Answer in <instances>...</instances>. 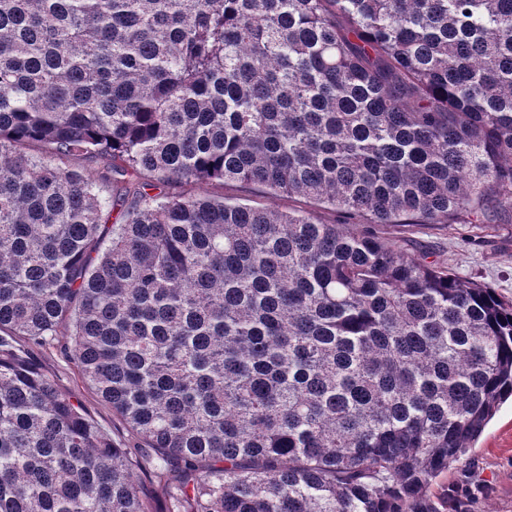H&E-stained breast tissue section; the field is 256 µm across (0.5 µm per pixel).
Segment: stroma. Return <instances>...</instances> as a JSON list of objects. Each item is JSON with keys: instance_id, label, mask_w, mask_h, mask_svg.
<instances>
[{"instance_id": "35a3bbf8", "label": "stroma", "mask_w": 512, "mask_h": 512, "mask_svg": "<svg viewBox=\"0 0 512 512\" xmlns=\"http://www.w3.org/2000/svg\"><path fill=\"white\" fill-rule=\"evenodd\" d=\"M189 193L248 199L252 204L277 212L310 211L324 223L337 222L333 212L314 206L301 197L263 194L234 182L189 186ZM380 236L402 240L412 251L427 253L430 260L447 264L465 279L493 288L499 296L512 299V235L494 232L477 224L378 226ZM36 361L53 378L58 389L79 401L117 442L129 438L111 409L86 386L77 367L57 349L37 353ZM434 492H454L466 512H512V402L502 404L480 439L459 462L449 466L433 485Z\"/></svg>"}]
</instances>
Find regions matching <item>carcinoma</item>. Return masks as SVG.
I'll list each match as a JSON object with an SVG mask.
<instances>
[{
    "instance_id": "obj_1",
    "label": "carcinoma",
    "mask_w": 512,
    "mask_h": 512,
    "mask_svg": "<svg viewBox=\"0 0 512 512\" xmlns=\"http://www.w3.org/2000/svg\"><path fill=\"white\" fill-rule=\"evenodd\" d=\"M379 224L512 225V0H0V512H463L512 301ZM187 193L211 195V196H224L226 199H249L250 204L268 208L277 212L288 213V211L304 210L310 211L315 216L327 224L334 222L340 223L343 219L338 217L329 210H323L301 197H288V195H279L275 197L268 196L255 189H245L239 183L226 182L221 183H207L197 184L192 186H184L182 188ZM340 220V221H339ZM35 359L41 365L43 371L55 380L58 389L72 397L74 401H79L103 428L113 434L112 436L117 442L125 445L130 442V437L127 436L122 425L112 415V410L100 401L92 389L82 382L77 367L69 362L59 349L38 352Z\"/></svg>"
}]
</instances>
